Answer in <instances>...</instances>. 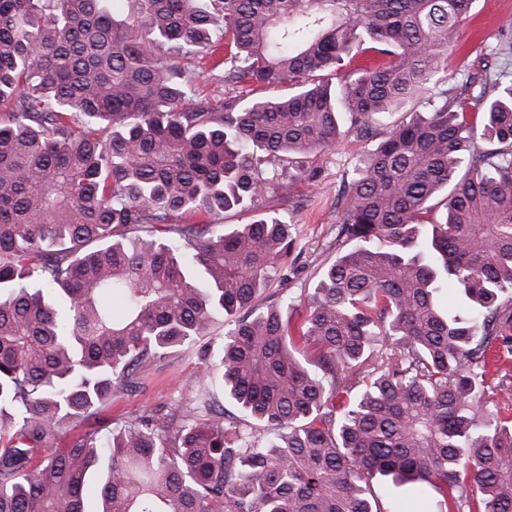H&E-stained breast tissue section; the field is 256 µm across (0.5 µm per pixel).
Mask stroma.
Returning <instances> with one entry per match:
<instances>
[{
  "mask_svg": "<svg viewBox=\"0 0 512 512\" xmlns=\"http://www.w3.org/2000/svg\"><path fill=\"white\" fill-rule=\"evenodd\" d=\"M512 36V0H475L470 17L463 22L459 42L449 49L444 67L454 93L465 101H473L485 83L486 75L501 69L512 70V55L495 54L494 49ZM477 50H470L471 42ZM194 72L199 99L213 105L222 104L233 88L224 82V70L209 55L188 60ZM375 146L374 141L345 139L318 154L312 161L311 179L294 184L288 195L271 194L256 210L225 213L227 224H246L257 213L273 210L294 221L295 246L271 293L294 298L313 288L319 272L337 255L336 240L343 222L344 209L338 190L358 160ZM200 359L192 352H176L160 367L144 373L139 389L118 394L112 402L82 423V430L118 429L143 416L172 415L190 406L191 396L185 386L195 380Z\"/></svg>",
  "mask_w": 512,
  "mask_h": 512,
  "instance_id": "1",
  "label": "stroma"
}]
</instances>
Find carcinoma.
Listing matches in <instances>:
<instances>
[{"label":"carcinoma","mask_w":512,"mask_h":512,"mask_svg":"<svg viewBox=\"0 0 512 512\" xmlns=\"http://www.w3.org/2000/svg\"><path fill=\"white\" fill-rule=\"evenodd\" d=\"M105 2L0 0V512H380V476L512 512L509 402L484 390L512 358V82L489 76L478 124L438 77L474 0H120L122 23ZM221 39L225 83L284 92L197 103L161 49ZM366 43L380 61L350 67ZM425 90L344 182L312 292L257 302L293 224L220 216ZM194 346L181 416L53 447Z\"/></svg>","instance_id":"cac0c4a2"}]
</instances>
